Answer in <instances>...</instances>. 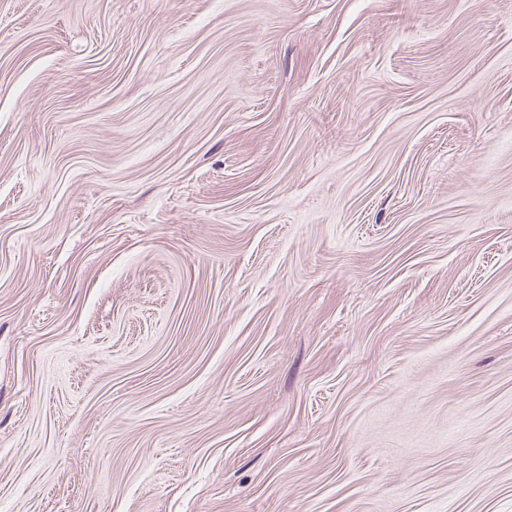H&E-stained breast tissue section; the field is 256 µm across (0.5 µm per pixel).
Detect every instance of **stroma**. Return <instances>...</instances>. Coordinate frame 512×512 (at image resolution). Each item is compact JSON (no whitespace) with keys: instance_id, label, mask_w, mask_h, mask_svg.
Returning a JSON list of instances; mask_svg holds the SVG:
<instances>
[{"instance_id":"1","label":"stroma","mask_w":512,"mask_h":512,"mask_svg":"<svg viewBox=\"0 0 512 512\" xmlns=\"http://www.w3.org/2000/svg\"><path fill=\"white\" fill-rule=\"evenodd\" d=\"M0 512H512V0H0Z\"/></svg>"}]
</instances>
